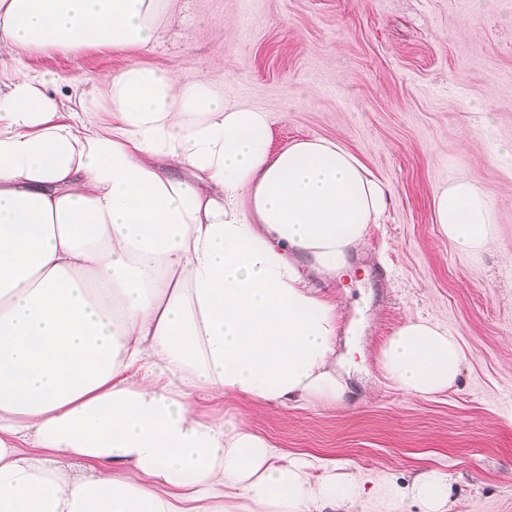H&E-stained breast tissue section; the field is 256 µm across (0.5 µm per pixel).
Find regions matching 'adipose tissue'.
Wrapping results in <instances>:
<instances>
[{
    "label": "adipose tissue",
    "instance_id": "1",
    "mask_svg": "<svg viewBox=\"0 0 512 512\" xmlns=\"http://www.w3.org/2000/svg\"><path fill=\"white\" fill-rule=\"evenodd\" d=\"M169 0H0V512H323L361 480L314 475L242 418L346 404L341 277L389 186L336 141L272 149L270 116L142 61ZM108 48L118 70L45 92L32 53ZM435 221L480 254L496 211L472 177ZM398 390L460 376L459 339L411 318L380 351ZM444 512L448 475L399 490Z\"/></svg>",
    "mask_w": 512,
    "mask_h": 512
}]
</instances>
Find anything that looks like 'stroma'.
I'll use <instances>...</instances> for the list:
<instances>
[{
  "mask_svg": "<svg viewBox=\"0 0 512 512\" xmlns=\"http://www.w3.org/2000/svg\"><path fill=\"white\" fill-rule=\"evenodd\" d=\"M144 61L180 77L224 83V97L269 112L273 148L338 141L390 183L384 223L371 225L336 283L345 317L358 323L342 373L343 408L232 411L288 455L402 487L447 470V512H512V0H175L159 46ZM109 50L34 54L52 69L49 92L75 93L67 77L125 64ZM470 176L498 216L480 258L456 251L434 221L440 183ZM429 318L459 336L462 375L451 390L400 392L378 355L407 319Z\"/></svg>",
  "mask_w": 512,
  "mask_h": 512,
  "instance_id": "obj_1",
  "label": "stroma"
}]
</instances>
